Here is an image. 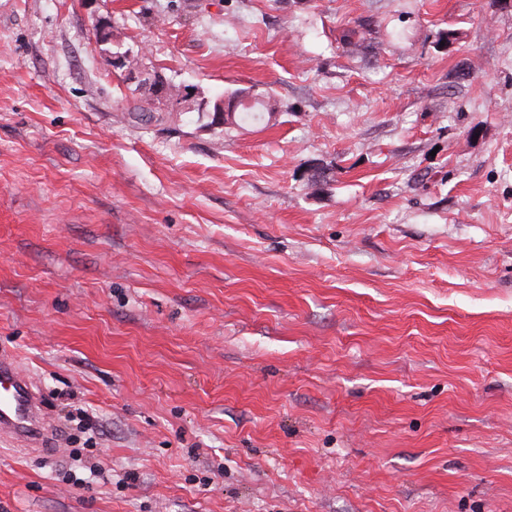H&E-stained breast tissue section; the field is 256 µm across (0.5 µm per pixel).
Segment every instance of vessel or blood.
<instances>
[{
	"mask_svg": "<svg viewBox=\"0 0 512 512\" xmlns=\"http://www.w3.org/2000/svg\"><path fill=\"white\" fill-rule=\"evenodd\" d=\"M5 436L21 447L43 450L51 442L53 429L28 374L14 355L0 353V437Z\"/></svg>",
	"mask_w": 512,
	"mask_h": 512,
	"instance_id": "b4317fda",
	"label": "vessel or blood"
}]
</instances>
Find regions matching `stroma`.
<instances>
[{
	"instance_id": "obj_1",
	"label": "stroma",
	"mask_w": 512,
	"mask_h": 512,
	"mask_svg": "<svg viewBox=\"0 0 512 512\" xmlns=\"http://www.w3.org/2000/svg\"><path fill=\"white\" fill-rule=\"evenodd\" d=\"M2 350L0 512H512V0H0ZM238 101L239 99L232 100L231 102L221 99L216 102L214 111L216 112L215 125H224V116L236 110ZM269 110L268 101H266L264 97L255 98L247 103H242L239 112H234L231 120L227 124L242 126L257 123L265 118V114L269 113ZM224 112L226 113L224 114ZM0 437L19 442L23 448L47 449L53 428L46 407L16 357L0 353Z\"/></svg>"
}]
</instances>
